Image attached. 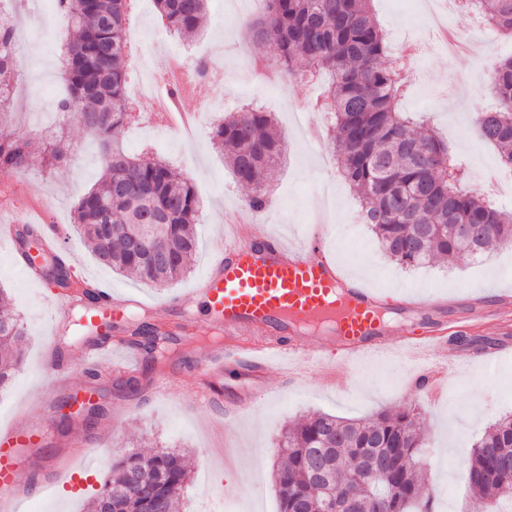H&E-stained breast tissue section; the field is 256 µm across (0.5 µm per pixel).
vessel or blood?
<instances>
[{"mask_svg": "<svg viewBox=\"0 0 512 512\" xmlns=\"http://www.w3.org/2000/svg\"><path fill=\"white\" fill-rule=\"evenodd\" d=\"M39 227L46 248L56 242L54 226L23 211H12L5 229L16 234L18 226ZM216 260L196 288L203 295L213 324L224 334V345L210 352L193 371L203 401L211 399V385L225 372L249 368L263 374L278 360L308 368L329 361L331 355L348 360L360 354L394 345L404 354L419 356L422 348L444 342L448 333H468L474 325L512 315V295L491 288L487 298L468 312L447 318L445 303L434 297L389 296L367 288L344 275L327 245L325 227L312 225L303 243L289 245L283 238L255 225L245 237L235 235L221 242ZM52 334L67 325L72 311L85 307L92 321L108 320L112 339L88 347L87 367L112 368L113 352L135 358L127 339L126 298L96 281L82 284L81 294L54 293ZM411 321V335H396L391 315ZM318 324L325 334L313 350H306L302 335L306 326ZM43 438L40 426L17 427L0 435V494L17 484L20 448Z\"/></svg>", "mask_w": 512, "mask_h": 512, "instance_id": "vessel-or-blood-1", "label": "vessel or blood"}]
</instances>
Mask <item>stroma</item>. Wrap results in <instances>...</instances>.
<instances>
[{
  "instance_id": "35a3bbf8",
  "label": "stroma",
  "mask_w": 512,
  "mask_h": 512,
  "mask_svg": "<svg viewBox=\"0 0 512 512\" xmlns=\"http://www.w3.org/2000/svg\"><path fill=\"white\" fill-rule=\"evenodd\" d=\"M16 11L17 78L10 131L18 137H34L37 126L52 122L56 95L61 87L62 41L49 0H13ZM377 20L387 34L388 56L396 58L407 43L418 42L425 50L405 65L400 78L403 109L423 113L429 124L454 146L470 184L482 181L498 161L496 149L476 134L475 114L494 108L496 97L481 81L482 73L470 58L481 50L489 59L512 57V38L492 28H478L465 12H449L448 24L465 44L452 56L439 46L425 23L426 0H374ZM264 10V0H210L202 29L192 40L174 38L165 44L167 32L154 0H142L130 8L128 39L144 47L130 57L127 86L135 88L145 76L162 77L170 64V49L178 47L214 59L207 77L198 83L201 104L210 106L217 119L251 103L274 115L284 142V161L269 184L271 205L261 222L285 239L300 237L323 194L333 195L330 244L343 270L360 277L367 287L384 293L399 289L444 298L450 310H465L482 288L512 289V244L501 245L489 255L467 258L448 267L427 264L405 270L387 260L367 226L361 224L359 204L339 177L325 134L326 113H313L298 123L306 100L323 90L327 79L318 75L300 79L281 75L271 84L252 78L251 64H275L271 43L256 42L248 25ZM213 122L202 125L193 138L161 127L145 129L136 123L125 128L124 144L131 152L148 147L191 180L201 200L196 230L199 250L189 272L177 283L156 287L119 275L101 265L83 244L72 224L77 199L96 183L101 158L96 141L78 123L65 132L73 147L70 157L55 170L38 168L14 171L0 203L47 212L61 225L63 244L71 250L82 273L108 283L132 299V313L167 327L179 324L182 308L163 309L173 296L188 297L206 275L217 240L235 232L248 235L251 218L236 226L226 225L225 210L243 205L248 194L239 184L223 155L211 142ZM0 288L7 291L14 311L27 332L24 361L10 385L0 390V431L22 421L35 422L49 431L46 441L22 448V471L14 495L0 500V512H84L86 501L108 475L112 458L138 442L142 452L156 446L177 445L189 453L192 479L184 494V512H278L272 471L277 462V442L289 420L314 412L358 418L376 411L417 405L425 429L424 467L430 477L436 512H487L485 504L470 498L464 476L468 450L485 425L512 414V357L498 361L493 373L485 363L495 348L512 342L492 325L477 327L475 342L467 348L454 343L443 347L456 362L446 380L431 387H413L408 364L396 352L369 356L356 365L353 379L337 377L333 367L283 376L280 369L266 373L270 396L247 398L246 375L225 376L217 386L216 407L194 408L189 398L195 390L190 371L221 336L212 330L197 333L190 347L172 346L158 365L147 356L125 363L138 376L137 392L117 391L115 372L88 378L82 366L83 347L76 334L48 333L50 312L41 300L53 289L49 282L36 283L17 263L9 248L0 246ZM66 352L71 372L43 395L42 365L50 348ZM81 435L90 442V482L70 493L57 487L53 467L65 464L71 441Z\"/></svg>"
}]
</instances>
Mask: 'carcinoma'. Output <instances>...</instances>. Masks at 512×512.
<instances>
[{"instance_id": "carcinoma-1", "label": "carcinoma", "mask_w": 512, "mask_h": 512, "mask_svg": "<svg viewBox=\"0 0 512 512\" xmlns=\"http://www.w3.org/2000/svg\"><path fill=\"white\" fill-rule=\"evenodd\" d=\"M131 0H52L63 28V94L58 125L78 120L99 141L101 175L74 205V224L101 263L155 286L170 285L187 272L196 254L200 208L194 185L150 151L130 155L121 136L129 110L126 16ZM372 0H266V11L251 27L259 41L275 46L276 61L294 73L307 62L310 75L325 73L329 84L323 111L331 114L328 146L338 174L358 196L364 223L383 254L411 269L432 261L450 265L512 242V214L468 187L464 171L444 140L423 121L398 109L402 89L388 62L383 32L370 10ZM478 8L497 32L512 38V0H465ZM168 30L192 36L206 13L207 0H155ZM17 67L15 26L0 22V173L29 167L46 171L64 161L71 144L50 130L42 132L37 154L29 140L7 129L11 76ZM490 88L499 101L494 113L480 112L475 125L512 171V59L498 63ZM214 146L242 185L252 189L247 206L262 212L266 188L283 154L273 117L246 106L217 124ZM472 226L474 239L461 238L455 225ZM33 263L43 254L34 231L18 234ZM151 360L169 339L158 326L130 330ZM26 331L19 316L0 307V388L22 363ZM425 437L415 409L381 411L348 419L316 413L288 423L273 470L279 512H318L311 461L328 458L329 479L347 487L364 512H436L426 494L419 464ZM512 416L487 424L467 459L471 496L499 504L512 502ZM389 460L382 479L365 476V459ZM189 470L178 448L144 455L130 449L117 456L88 512H181Z\"/></svg>"}]
</instances>
